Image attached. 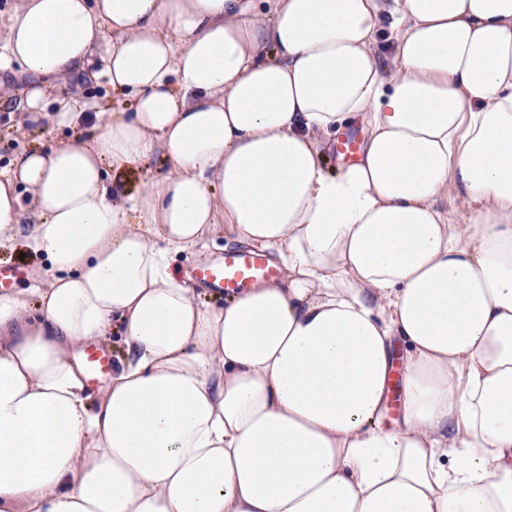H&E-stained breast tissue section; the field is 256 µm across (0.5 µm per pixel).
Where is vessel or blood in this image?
Segmentation results:
<instances>
[{"mask_svg": "<svg viewBox=\"0 0 512 512\" xmlns=\"http://www.w3.org/2000/svg\"><path fill=\"white\" fill-rule=\"evenodd\" d=\"M278 274V268L263 252L234 249L225 252L222 259L200 266L195 277L204 287L231 295L254 282L275 279ZM81 354L90 383H99L111 371L112 356L108 351L86 345Z\"/></svg>", "mask_w": 512, "mask_h": 512, "instance_id": "obj_1", "label": "vessel or blood"}]
</instances>
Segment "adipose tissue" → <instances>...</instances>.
<instances>
[{
	"mask_svg": "<svg viewBox=\"0 0 512 512\" xmlns=\"http://www.w3.org/2000/svg\"><path fill=\"white\" fill-rule=\"evenodd\" d=\"M16 65L27 121L82 126L42 107L82 72L132 109L0 169L48 263L0 292V512H512V0H20ZM218 236L279 278L200 303L173 256ZM169 166L161 158L154 157L147 161L142 166L138 167L136 171L131 173H124L117 176V181L124 184L130 191L135 192L139 190L143 184L153 180L161 175L168 174ZM91 384H98L112 369V355L93 345H85L81 352Z\"/></svg>",
	"mask_w": 512,
	"mask_h": 512,
	"instance_id": "obj_1",
	"label": "adipose tissue"
}]
</instances>
